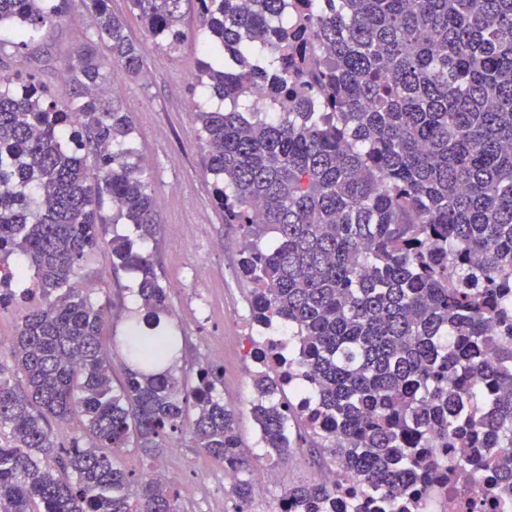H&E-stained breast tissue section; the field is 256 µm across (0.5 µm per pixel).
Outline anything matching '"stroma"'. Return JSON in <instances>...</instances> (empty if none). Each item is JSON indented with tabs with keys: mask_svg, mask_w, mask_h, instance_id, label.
<instances>
[{
	"mask_svg": "<svg viewBox=\"0 0 512 512\" xmlns=\"http://www.w3.org/2000/svg\"><path fill=\"white\" fill-rule=\"evenodd\" d=\"M182 28L187 42L178 50L148 49L140 77H132L117 65L108 66V83L117 89L125 107L133 114V146L147 160L152 176L156 209L163 230L145 247L161 282L171 293V314L179 346L174 359L176 374L195 373L199 365L213 363L224 368L219 387L226 403L238 410V433L243 447L253 453L254 468L274 467L277 480L260 512H270L288 488L313 480L318 466L302 449H294L275 464L261 455L258 429L250 414L254 399L251 376L254 366L241 351L238 336L228 334L225 323H247L251 285L240 278L238 268L241 233L226 224L211 201V182L201 164L199 126L192 105L215 107L194 80L204 36L195 4L185 7ZM85 0H71L67 12L47 26L42 39L25 49H16L9 29L0 30V73L32 75L48 89H55L65 61L76 48L95 42ZM188 227L191 245L178 238ZM76 285L88 289L93 301L112 306L104 338L112 342V376L124 377L127 310L138 299L131 292V273L114 270L112 245L103 241L90 261L83 265ZM179 445L151 460L130 451L122 458L124 468L141 478L154 463L176 470L198 490L181 495L182 512H234L237 502L224 488V468L198 448L190 434L180 435Z\"/></svg>",
	"mask_w": 512,
	"mask_h": 512,
	"instance_id": "1",
	"label": "stroma"
}]
</instances>
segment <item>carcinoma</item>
Segmentation results:
<instances>
[{
  "label": "carcinoma",
  "mask_w": 512,
  "mask_h": 512,
  "mask_svg": "<svg viewBox=\"0 0 512 512\" xmlns=\"http://www.w3.org/2000/svg\"><path fill=\"white\" fill-rule=\"evenodd\" d=\"M185 2L128 0L143 43L89 0L106 52L65 64L61 98L0 74V310L28 304L0 366V512H180L172 485L135 480L121 458L159 455L185 430L243 471L239 506L251 497L223 369L173 373L170 289L150 256L112 236L140 301L117 388L106 306L71 284L108 225L142 243L162 230L132 119L104 89L108 65L138 76L149 47L184 43ZM195 2L197 81L224 103L194 109L213 203L244 238L251 319L288 331L278 351L310 403L295 410L256 372L263 447L285 455L300 422L312 454L358 475L372 512H409L422 482L488 466L493 497L512 500V0ZM69 3L0 0V26L24 47ZM76 417L89 446L57 447L53 427ZM432 436L448 459L427 452ZM288 498L334 512L318 480Z\"/></svg>",
  "instance_id": "carcinoma-1"
}]
</instances>
